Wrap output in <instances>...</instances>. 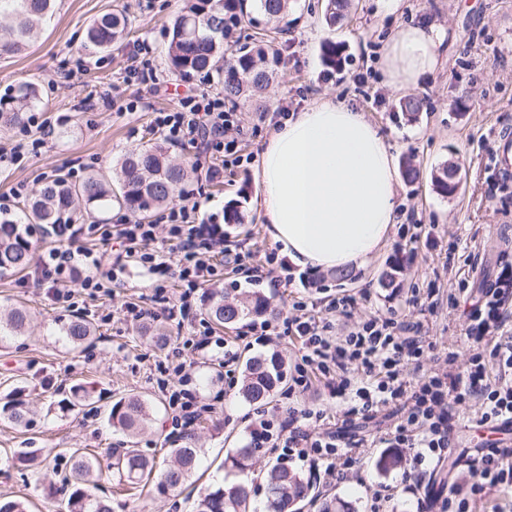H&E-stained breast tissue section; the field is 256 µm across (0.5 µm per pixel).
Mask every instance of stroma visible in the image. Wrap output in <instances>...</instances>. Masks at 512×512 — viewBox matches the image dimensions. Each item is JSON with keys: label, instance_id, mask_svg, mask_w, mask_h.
Instances as JSON below:
<instances>
[{"label": "stroma", "instance_id": "obj_1", "mask_svg": "<svg viewBox=\"0 0 512 512\" xmlns=\"http://www.w3.org/2000/svg\"><path fill=\"white\" fill-rule=\"evenodd\" d=\"M181 4L182 0H56L53 17L27 51L0 55V95L22 83H36L38 109L55 128L38 155L19 166L0 165V197L10 207L20 203L12 194L17 186L30 194L46 179L66 174L75 162L104 170L131 148L163 143V134L154 126L157 112L175 109L193 89L219 92L217 80L179 76L167 65V30ZM326 5L327 0H291L287 14L279 19L284 76L261 98L237 106L242 160L223 178L203 186L209 197L207 211L220 215L229 201H240V223L224 227L229 242L274 250L262 219L263 188L255 176L262 144L282 113L299 112L326 99L366 113L396 160L413 157L420 174L411 182L398 178V222L388 244L366 265L348 269L346 278L321 271L317 288L296 282L275 290L267 282L247 280L244 272L229 271L224 291L230 296L246 287L259 292L280 319L292 312L295 302L317 297L322 290L353 296L357 303L350 313L333 319L332 336H342L369 314L395 313L422 321L436 343L434 352L422 360L423 371H432L449 352L456 356L455 371H463L469 358L467 316L482 288L512 264V178L496 171L497 139L512 133V0H351L345 18L332 27L325 21ZM120 7L129 15L132 36L106 52L88 53L83 47L88 24ZM408 22L445 35L437 66L410 91L426 101L423 112L413 119L401 112L399 100L405 92L389 85L384 67L389 36ZM329 40L343 47V65L333 72L327 71L321 57ZM141 42L149 46L160 79L154 87L124 79L127 53ZM78 58L83 67L75 87L61 86L60 73ZM136 97L141 107L124 111V104ZM86 99L94 103L93 111L83 110ZM446 162L461 168L459 188L448 196L440 194L434 182L437 168ZM150 284L131 263L125 286L112 295L91 300L76 292L75 302L85 303L97 315L112 316L109 323L96 324L91 345L76 349L58 330L67 311L54 304L45 289L22 285L17 275L0 276V307L22 303L32 314L27 335L0 339V406L18 399L30 409L24 425L0 415V497L27 499L31 512H55L56 501L48 492L62 488L71 449L102 459L108 449L121 447L125 436L109 425L104 410L129 394L147 401L156 417L153 427L138 436V448L158 465L167 464L172 411L157 380L160 365L173 357L193 363V384L204 403L215 407L194 427L199 465L182 489L166 495L104 476L100 489L111 497L113 512H194L196 499L206 489L234 482V475L221 464L231 449L248 442L262 410L292 407L287 384H280L259 407L244 401L227 381L242 379L245 362L254 355L279 353L296 363L301 354L298 339L252 346L241 340L240 329L224 330L237 354L230 369L224 365L223 350L214 347L199 354L176 352L178 329L170 322L164 325L166 341L156 345L143 327L123 318L127 303L151 296ZM432 289L438 290L441 300L433 314L413 302L414 295L424 296ZM74 395L97 402L101 413L60 407L61 399ZM304 404L324 411L328 422L344 424L351 441L379 438L395 421L394 409L388 406L373 419L344 423L343 403L331 398L317 378ZM475 411L471 403L460 407L453 425L455 446L426 491H401L409 457L386 469L385 449L374 448L347 479L314 480V493L340 498L352 512H369L372 493L388 486L392 493L386 512H440L449 488H466L469 464L491 439L488 430L475 427ZM36 448L48 449L51 455L35 468L24 457Z\"/></svg>", "mask_w": 512, "mask_h": 512}]
</instances>
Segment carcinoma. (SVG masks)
Wrapping results in <instances>:
<instances>
[{"instance_id":"carcinoma-1","label":"carcinoma","mask_w":512,"mask_h":512,"mask_svg":"<svg viewBox=\"0 0 512 512\" xmlns=\"http://www.w3.org/2000/svg\"><path fill=\"white\" fill-rule=\"evenodd\" d=\"M268 18H278L288 11L289 0H186L171 22L167 61L170 70L181 76L216 75L224 100L235 105L250 92L264 90L278 75L279 51L274 40H260L254 46L230 49L229 39L246 13V2ZM349 0H328L326 19L332 24L342 20ZM54 12V0H0V52L14 53L27 47ZM128 25L124 11L106 12L88 27L86 48L92 52L108 50L122 37ZM324 65L332 70L341 66V47L328 41L322 47ZM39 101L35 84L25 83L0 96V125L19 124L24 112ZM425 107L423 98L409 94L399 100V108L410 118ZM188 170L172 162L158 147H136L127 151L109 174L92 173L82 182L72 184L61 177L43 184L19 211L0 218V275L20 273L31 263V243L25 231L28 224L51 225L61 216L77 219L82 214L102 213L117 203L137 219L145 220L153 209L175 200ZM436 188L444 195L457 188L453 169L444 165L434 175ZM269 303L253 292L238 303L224 300V292L212 294L207 308L210 321L219 328H229L240 321L268 310ZM29 324L23 306L0 315V337L21 336ZM62 335L75 348L87 343L94 330L86 319L76 316L61 325ZM283 364L277 357L256 356L247 360L240 394L249 403L266 401L282 382ZM108 422L134 435L153 423L149 404L137 395H127L113 402ZM200 449L194 437L186 436L170 449L173 461L153 474L154 462L137 448H114L107 468L119 481L137 485L154 478L152 488L159 495L178 489L190 476ZM257 449L250 444L227 455L228 472L243 474L252 468ZM68 495L57 502V512H112V501L96 493L92 480L99 468L96 460L76 448ZM265 512H298L310 488V480L285 463L269 467L265 475ZM252 488L240 481L229 488L218 486L200 496L195 512H250Z\"/></svg>"}]
</instances>
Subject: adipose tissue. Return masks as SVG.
I'll list each match as a JSON object with an SVG mask.
<instances>
[{
  "label": "adipose tissue",
  "instance_id": "1",
  "mask_svg": "<svg viewBox=\"0 0 512 512\" xmlns=\"http://www.w3.org/2000/svg\"><path fill=\"white\" fill-rule=\"evenodd\" d=\"M444 36L409 25L387 46L391 81L407 87L438 62ZM269 238L299 268L362 265L386 243L396 219L390 145L363 113L332 102L284 120L260 152Z\"/></svg>",
  "mask_w": 512,
  "mask_h": 512
}]
</instances>
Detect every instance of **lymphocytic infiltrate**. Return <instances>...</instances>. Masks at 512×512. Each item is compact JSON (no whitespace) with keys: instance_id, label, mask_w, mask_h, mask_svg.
Here are the masks:
<instances>
[{"instance_id":"1","label":"lymphocytic infiltrate","mask_w":512,"mask_h":512,"mask_svg":"<svg viewBox=\"0 0 512 512\" xmlns=\"http://www.w3.org/2000/svg\"><path fill=\"white\" fill-rule=\"evenodd\" d=\"M154 124L173 145H191L213 158L204 171L205 181L223 176L225 167L241 160L236 134L240 127L235 112L226 109L222 97L203 91L182 99L170 112H159ZM53 133L42 113H26L14 140L0 148V162H21L35 154ZM206 195L181 196L159 223L124 219L119 224H74L61 218L46 231L54 246L39 251L28 274L34 284L47 288L54 303L73 309L69 285L78 266L87 275L79 281L89 295L111 294L123 287L128 259H136L152 280L150 303H128L124 318L139 325L165 318L186 332L184 348L202 352L209 347L224 351V361L234 364L231 342L217 336L200 315L203 289L224 282L225 267L245 271L253 280H268L279 288L292 280L286 259L224 240V227L204 209ZM91 239L111 246L113 258L103 263L97 251L84 248ZM178 286L177 298L166 295L168 283ZM356 300L350 296L320 297L295 303L294 315L282 321L264 320L247 326L256 344L272 338L297 337L301 355L294 366L289 394L304 395L312 377L321 378L331 395L346 400L345 418H371L379 406L398 404L399 419L381 437L380 443L407 453L412 465L404 478L413 490L430 486L453 446L452 421L459 406H478V426L498 427L512 423V270L503 269L471 309L467 335L471 342L466 371H453L454 354H446L443 366L423 373L421 359L435 344L422 322L407 318L373 315L349 331L343 339L330 334V317L346 314ZM496 365L497 379H489V365ZM177 384L158 382L182 435L203 415L199 396L185 363L171 368ZM257 448H273L282 456L346 479L360 461L335 431L326 428L324 415L312 409L289 408L287 414L273 410L250 432ZM494 489L512 490V448H493L471 465L468 496L450 491L442 501L443 512H469L471 499Z\"/></svg>"}]
</instances>
